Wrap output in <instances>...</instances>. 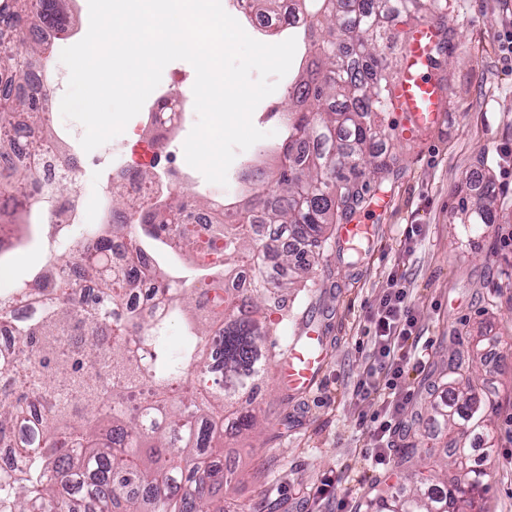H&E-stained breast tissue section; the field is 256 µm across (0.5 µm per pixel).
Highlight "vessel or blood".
<instances>
[{
  "label": "vessel or blood",
  "instance_id": "vessel-or-blood-1",
  "mask_svg": "<svg viewBox=\"0 0 512 512\" xmlns=\"http://www.w3.org/2000/svg\"><path fill=\"white\" fill-rule=\"evenodd\" d=\"M436 38V29L428 22L416 24L407 32L403 71L392 91V101L405 120L406 130L415 135L433 129L441 118L439 89L429 77V54ZM322 361L320 338L316 331H307L304 342L289 346L282 359L281 376L290 389L308 391L320 374Z\"/></svg>",
  "mask_w": 512,
  "mask_h": 512
}]
</instances>
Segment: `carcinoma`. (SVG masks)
<instances>
[{
  "instance_id": "obj_1",
  "label": "carcinoma",
  "mask_w": 512,
  "mask_h": 512,
  "mask_svg": "<svg viewBox=\"0 0 512 512\" xmlns=\"http://www.w3.org/2000/svg\"><path fill=\"white\" fill-rule=\"evenodd\" d=\"M307 28L321 33L313 59L290 85L281 164L273 185L254 192L240 222L209 225L200 235L192 218L207 208L200 198L168 205L138 202L110 189L112 208L138 216L135 224H111L103 235L79 227L64 244L73 254L68 276L53 261L9 295H0V324L13 323L11 304L38 294L56 296L31 320L15 324L19 346L0 353V443L12 449L16 477L0 483V512H214L210 493L227 474L216 439L256 429L247 407L271 360L264 311L286 309L288 291L310 280L325 232L336 214L353 217L365 201L359 186L365 166L382 172L396 157L373 152L387 136L391 73L380 47L392 38L389 20L416 22L445 14L448 0H295ZM57 12L56 0H0V39H12L16 56L0 75L20 76L43 65L40 43L27 31ZM52 98L0 96V128L23 139L50 137ZM30 186L25 206L39 207L45 189L32 170L0 179V197ZM495 186L482 202L462 201L459 223L467 232L496 223ZM273 224L304 245L285 249L282 272L265 270L269 245L252 237L254 225ZM132 261L111 264L114 245ZM185 259L195 281L224 275L230 261L247 259L251 287L198 288L170 275L150 249ZM150 283L153 302L166 308L159 321L126 310L130 294ZM183 320L186 344L161 349L175 319ZM450 359L448 393L431 401V419L443 426L463 420L485 428L476 387ZM206 451L217 459L200 461ZM449 479L421 478L405 493L382 497L375 512H477L485 474L470 466L465 433L448 441Z\"/></svg>"
}]
</instances>
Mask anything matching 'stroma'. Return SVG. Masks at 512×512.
<instances>
[{"mask_svg": "<svg viewBox=\"0 0 512 512\" xmlns=\"http://www.w3.org/2000/svg\"><path fill=\"white\" fill-rule=\"evenodd\" d=\"M446 49L431 74L441 87V122L422 137L407 136L396 112H388L390 135L384 149L398 156L384 179L365 176L369 191L383 207L367 205L356 215L378 233L358 260L336 255L328 242L317 260L310 291L289 296V319L271 312L267 322L278 346L313 329L323 339L324 362L313 387L304 393L284 388L279 360H272L253 401L259 428L249 437L224 440L227 483L214 488L222 512H366L375 489L408 490L415 472L440 471L447 430L428 419L429 401L448 388V357L453 350L483 358L471 378L492 400L486 411L493 445L466 440L471 465L489 486L483 512H512V245L500 237L512 228V53L504 47L512 31V0H448L444 19ZM265 36L268 44L291 37ZM296 54L287 78L256 107L254 125L268 137L238 155L228 171L239 178L238 164H277L276 149L285 137L280 118L291 105V78L305 68L310 53L303 33L293 35ZM148 139L146 113L127 124L122 135L79 152L86 170L71 187L86 203L85 221L102 223L101 185L132 135ZM496 186L502 203L496 223L464 233L457 222L461 201L476 202L483 183ZM417 226L414 238L405 230ZM48 228L30 216L22 245L0 258V292L31 280L45 262ZM409 291L418 323L405 343L404 381L410 402L390 438V463L376 467V442L359 419L379 410L380 397L359 401L354 386L372 364L373 314L391 278ZM417 446L404 462L408 446Z\"/></svg>", "mask_w": 512, "mask_h": 512, "instance_id": "stroma-1", "label": "stroma"}]
</instances>
